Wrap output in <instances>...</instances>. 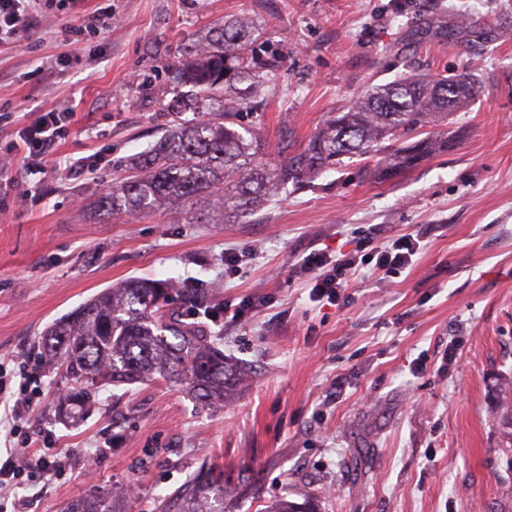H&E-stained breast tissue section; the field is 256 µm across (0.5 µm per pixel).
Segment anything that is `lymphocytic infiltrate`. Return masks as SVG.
I'll return each mask as SVG.
<instances>
[{
	"instance_id": "obj_1",
	"label": "lymphocytic infiltrate",
	"mask_w": 512,
	"mask_h": 512,
	"mask_svg": "<svg viewBox=\"0 0 512 512\" xmlns=\"http://www.w3.org/2000/svg\"><path fill=\"white\" fill-rule=\"evenodd\" d=\"M74 7V0H0V42L30 32L39 17L53 10L67 16L71 32L83 33L85 20ZM71 117L67 110L39 112L12 134L4 147L5 153L21 156L26 170L46 171L54 146ZM421 243L422 236L417 232L381 241L372 231L361 238L353 250L332 254L315 249L298 257L294 267L308 275L315 299L334 302L344 297L354 275L361 269L396 274L412 266ZM42 394L39 384L28 378L20 381L18 388H11L7 367L0 363V395L12 399L0 416L8 426L5 438L10 446L7 457L0 459V512H26L27 500L15 492L22 477L57 475L65 469L56 450L37 448L31 439L17 437Z\"/></svg>"
}]
</instances>
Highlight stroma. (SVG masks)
<instances>
[{
	"instance_id": "obj_1",
	"label": "stroma",
	"mask_w": 512,
	"mask_h": 512,
	"mask_svg": "<svg viewBox=\"0 0 512 512\" xmlns=\"http://www.w3.org/2000/svg\"><path fill=\"white\" fill-rule=\"evenodd\" d=\"M459 5L494 19L491 36L449 37ZM111 16H104V8ZM87 34L60 14L0 44V139L36 112L72 108L42 195L23 174L0 213V361L20 358L45 393L29 432L65 453L60 476L22 484L32 512H61L92 490L122 492L121 512H155L200 464L232 484L224 512H266L311 495L319 512H512V447L498 388L512 378V0H80ZM266 26L282 62L260 106L264 157L311 136L331 112L403 68L451 75L474 66L484 95L450 116L466 131L447 152L380 182L356 162L274 199L243 224H199L194 203L115 217L100 200L167 129L182 92L172 67L230 17ZM61 71L46 73V60ZM426 231L413 266L361 272L345 302H315L292 263L318 245L351 250ZM238 257L232 276L224 255ZM173 279L233 302L260 295L245 323L208 324L248 385L208 409L173 382L101 392L59 421L61 373L40 354L45 328L133 277ZM455 359L443 363L446 346ZM101 449L93 477L85 453Z\"/></svg>"
}]
</instances>
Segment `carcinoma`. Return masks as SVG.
Segmentation results:
<instances>
[{"mask_svg":"<svg viewBox=\"0 0 512 512\" xmlns=\"http://www.w3.org/2000/svg\"><path fill=\"white\" fill-rule=\"evenodd\" d=\"M464 29L490 30L493 23L470 13L459 16ZM254 21H226L208 40L187 47L188 60L175 64L191 87L174 106L176 118L147 150L132 156L125 175L104 204L112 213L137 215L161 206L204 199L208 218L225 224L247 221L280 192L336 168L343 159H376L364 165L370 176L407 171L459 140L460 132L431 131L439 117L473 103L484 87L471 71L429 75L402 73L356 96L278 162L263 160L255 127L239 123L253 107L275 57L254 58ZM190 112L192 117L183 114ZM211 301L198 288L139 278L108 288L87 300L46 331L44 358L60 365L76 383L58 405L63 419L74 417L93 395L108 386L156 378L180 384L204 407L222 406L247 377L224 359L194 311ZM95 383L88 384V379ZM503 438L512 446V382L500 389ZM229 484L224 470L202 467L160 503L161 512H224ZM64 512H116L112 495L92 493L69 503ZM268 512H317L310 497L285 498Z\"/></svg>","mask_w":512,"mask_h":512,"instance_id":"carcinoma-1","label":"carcinoma"}]
</instances>
